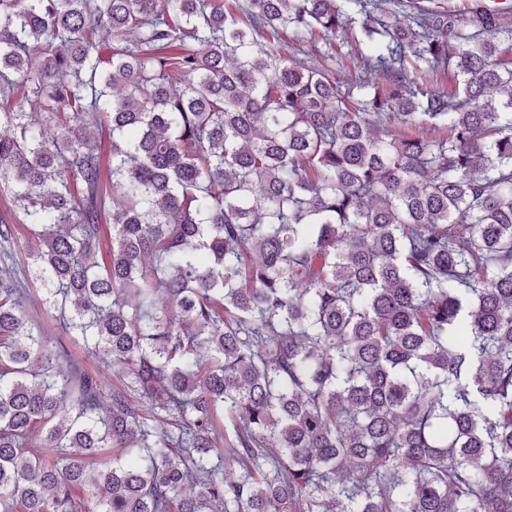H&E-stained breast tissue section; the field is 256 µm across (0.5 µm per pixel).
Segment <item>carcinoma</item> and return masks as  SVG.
Wrapping results in <instances>:
<instances>
[{
    "label": "carcinoma",
    "instance_id": "carcinoma-1",
    "mask_svg": "<svg viewBox=\"0 0 512 512\" xmlns=\"http://www.w3.org/2000/svg\"><path fill=\"white\" fill-rule=\"evenodd\" d=\"M400 8L0 0V258L122 373L0 270L3 512H512V4ZM290 54L296 60H316L328 64L342 81H348L360 73L357 64H360L361 55L368 54V43L357 29L347 36H338L331 40V44L323 40L311 43L290 42ZM25 242L19 241L15 247L14 261L11 262L12 274L26 288L29 301L26 302V313L31 320L41 322L48 331L52 346L55 349L65 351L71 360H74L84 366L91 372H98L99 366L97 362L90 357L81 343L75 341L69 336L62 320L59 321L52 313H46L39 299L38 288L35 287L27 272L25 264ZM53 315V316H52Z\"/></svg>",
    "mask_w": 512,
    "mask_h": 512
}]
</instances>
